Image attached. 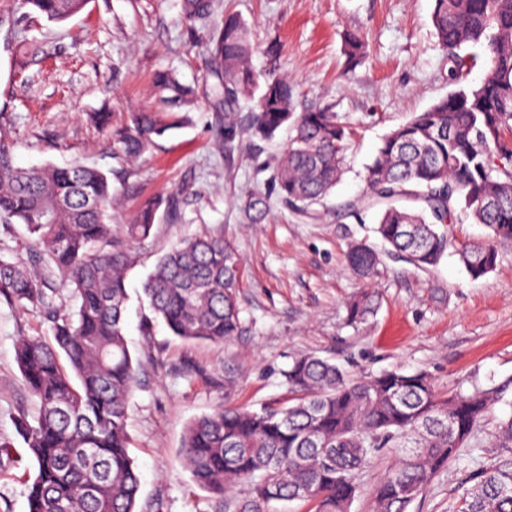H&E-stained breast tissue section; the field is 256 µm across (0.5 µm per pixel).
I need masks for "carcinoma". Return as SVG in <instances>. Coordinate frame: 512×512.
<instances>
[{
  "label": "carcinoma",
  "mask_w": 512,
  "mask_h": 512,
  "mask_svg": "<svg viewBox=\"0 0 512 512\" xmlns=\"http://www.w3.org/2000/svg\"><path fill=\"white\" fill-rule=\"evenodd\" d=\"M89 0H13L9 24L17 31L43 19L63 22ZM188 21L210 13V0H184ZM431 24L448 52V79L458 88L389 131L367 166L368 209L378 211L374 232L389 251L421 270L436 267L454 247L440 227L459 210L486 225L493 240L512 241V0H433ZM479 46L484 77L460 85ZM351 62L363 57L357 33L344 40ZM246 22L230 14L211 39L213 90L224 106L258 96L250 128L270 138L285 124L295 136L278 160L272 190L308 208L339 182L350 132L327 108L294 111L295 86L249 65ZM160 99L175 115L193 90L159 72ZM112 129L114 155L126 160L152 151L179 123L159 112H94ZM403 200L417 203L410 207ZM115 197L109 178L84 165L14 166L8 133L0 128V223L23 224L45 267L71 292L64 310L47 292L45 273L0 254V302L40 309L53 341L21 336L15 349L20 381L35 412L16 418L34 461L28 512H137L140 478L129 454L128 402L140 365L125 337V283L133 257L128 242L151 234L164 198L145 200L124 238L112 230ZM245 207L262 219L268 195ZM473 278L496 266L495 245L458 250ZM347 262L360 277L379 273L380 255L360 242ZM239 258L221 233L187 238L160 256L142 284L155 317L187 341L227 342L239 333ZM375 296L348 305L357 323L374 314ZM285 378L294 402L258 411L222 405L185 427L181 460L207 491L215 512H273L272 504L313 503L314 512H350L355 476L378 448L402 449L400 465L377 486L374 512H406L425 486L457 459L502 389L476 386L447 397L425 373L399 370L355 380L338 365L311 355L292 363ZM492 447L502 450L473 473L460 512H512V415L498 422Z\"/></svg>",
  "instance_id": "cac0c4a2"
}]
</instances>
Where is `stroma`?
Here are the masks:
<instances>
[{
  "instance_id": "35a3bbf8",
  "label": "stroma",
  "mask_w": 512,
  "mask_h": 512,
  "mask_svg": "<svg viewBox=\"0 0 512 512\" xmlns=\"http://www.w3.org/2000/svg\"><path fill=\"white\" fill-rule=\"evenodd\" d=\"M183 0H90L61 23L40 22L24 38L0 28V126L11 132L15 166L82 163L101 169L116 194L115 234H122L140 203L171 200L151 236L134 244L125 312L129 350L142 364L128 407L129 452L141 477L139 512H213L179 456L186 424L229 404L253 410L279 406L293 394L284 377L299 356L312 354L358 378L398 369L427 373L438 393L473 385H505L502 399L478 427L459 460L441 471L408 512H458L471 474L489 465L500 419L512 414V242L498 244L495 269L474 279L456 251L484 243L489 230L458 215L447 231L455 249L436 269L423 271L384 255L380 274L359 279L345 261L350 242H382L375 213L355 216L367 193L366 168L382 137L448 95V57L430 22L433 0H210L205 20L188 25ZM248 25L255 72L276 69L296 84L297 111L328 107L351 130L344 173L321 202L292 207L278 196L253 223L244 208L252 192H268L272 169L291 135L249 131L253 99L224 108L210 89L208 43L225 13ZM358 29L366 56L349 68L344 32ZM277 43V59L267 48ZM26 68H19V61ZM172 71L194 91L178 129L132 162L114 157L108 131L93 112L162 111L154 85ZM237 136L224 144V116ZM222 233L240 258L242 330L227 343L187 342L155 322L141 282L175 242ZM362 291L378 298L367 320L349 324L346 305ZM39 310L0 303V512H27L28 448L15 428L33 413L18 380L15 345L22 335L46 336ZM397 448L375 451L355 481L350 512H373V492L400 463Z\"/></svg>"
}]
</instances>
